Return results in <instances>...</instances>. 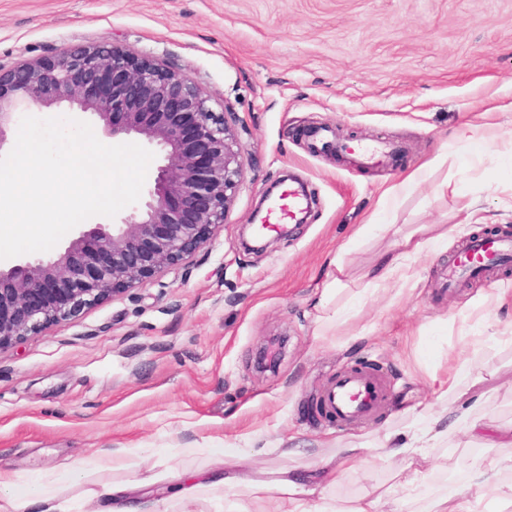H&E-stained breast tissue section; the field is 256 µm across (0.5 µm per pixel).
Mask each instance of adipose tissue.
Segmentation results:
<instances>
[{
    "instance_id": "1",
    "label": "adipose tissue",
    "mask_w": 512,
    "mask_h": 512,
    "mask_svg": "<svg viewBox=\"0 0 512 512\" xmlns=\"http://www.w3.org/2000/svg\"><path fill=\"white\" fill-rule=\"evenodd\" d=\"M446 433L436 420L418 428L407 442L382 440L386 455L403 457L406 462L399 472L403 489H412L416 481L409 472L410 466L423 457L425 448ZM364 454V449L348 448L341 457H327L311 467L257 470L247 479L225 468L219 458L203 469L164 468L149 474L145 471V455L138 448H115L88 465L71 462L48 469L24 485L20 484L18 473L0 466V512H155L146 488L157 484L166 489L169 512H186L187 505L222 489L233 493L241 489L254 494L277 492L286 496L288 512H382V497L373 492H365L344 509L323 497L341 472ZM101 470L118 472L119 477L112 481L97 479ZM489 479V466L475 465L464 486L434 499L429 512H473L468 492L481 488Z\"/></svg>"
}]
</instances>
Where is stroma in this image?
I'll return each mask as SVG.
<instances>
[{"instance_id": "1", "label": "stroma", "mask_w": 512, "mask_h": 512, "mask_svg": "<svg viewBox=\"0 0 512 512\" xmlns=\"http://www.w3.org/2000/svg\"><path fill=\"white\" fill-rule=\"evenodd\" d=\"M112 42L187 74L240 144L244 177L210 244L137 288L0 350V465L22 476L140 448L159 467L196 469L220 453L238 470L316 463L381 435L408 440L413 417L474 404L512 423V263L458 291L442 280L461 248L512 228V0H0V68ZM441 153L450 168L432 166ZM412 192L385 197L417 168ZM498 174L488 184V174ZM294 178L308 213L263 252L244 249L268 189ZM484 221L470 224L463 198ZM375 230L357 235V228ZM413 255L398 302L369 274L404 236ZM340 291L319 308L322 290ZM331 325H324L325 316ZM288 338L275 371L260 346ZM484 337L481 350L467 339ZM467 361L457 401L432 376ZM367 366L389 391L362 424L311 413L336 375ZM499 460L474 512H512V446L448 434L421 465L405 512L446 495L449 472ZM397 458L366 457L326 491L336 506L376 489L394 512ZM277 496L217 491L188 512H284Z\"/></svg>"}]
</instances>
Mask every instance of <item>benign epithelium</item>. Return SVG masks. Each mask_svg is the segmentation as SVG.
I'll return each mask as SVG.
<instances>
[{
    "label": "benign epithelium",
    "instance_id": "benign-epithelium-1",
    "mask_svg": "<svg viewBox=\"0 0 512 512\" xmlns=\"http://www.w3.org/2000/svg\"><path fill=\"white\" fill-rule=\"evenodd\" d=\"M204 91L161 60L114 43L0 69V152L32 105L95 118L114 140L160 148L164 164L119 221L84 225L64 250L0 268V350L177 266L210 243L242 181L235 135Z\"/></svg>",
    "mask_w": 512,
    "mask_h": 512
}]
</instances>
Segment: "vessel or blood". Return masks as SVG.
Segmentation results:
<instances>
[{"label": "vessel or blood", "mask_w": 512, "mask_h": 512, "mask_svg": "<svg viewBox=\"0 0 512 512\" xmlns=\"http://www.w3.org/2000/svg\"><path fill=\"white\" fill-rule=\"evenodd\" d=\"M300 202L295 191L281 195L267 217L269 226L293 220ZM512 260V238L486 236L474 240L448 268V285L456 287L478 277L484 267ZM388 385L377 372L367 369L344 371L327 386L322 402L328 414L339 424L359 423L385 401Z\"/></svg>", "instance_id": "b4317fda"}]
</instances>
